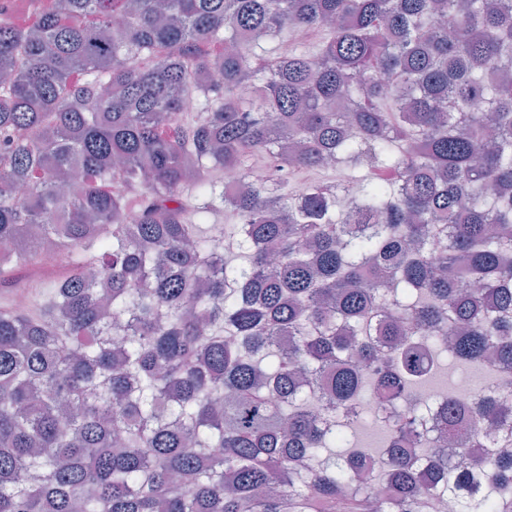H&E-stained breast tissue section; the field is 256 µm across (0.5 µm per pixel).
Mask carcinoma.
<instances>
[{
  "instance_id": "cac0c4a2",
  "label": "carcinoma",
  "mask_w": 512,
  "mask_h": 512,
  "mask_svg": "<svg viewBox=\"0 0 512 512\" xmlns=\"http://www.w3.org/2000/svg\"><path fill=\"white\" fill-rule=\"evenodd\" d=\"M329 32L314 54L265 49ZM250 94L244 95L242 91ZM202 119L182 130L183 98ZM265 180L231 194L214 170ZM333 160L343 184L285 190ZM221 210L244 261L201 227ZM0 512H512V0H56L0 22ZM487 449L481 468L469 449ZM327 37V32L321 31L313 35H309L300 30H284L281 35L273 40L266 41V46L274 45L281 49H291L294 46H301L308 53L312 54L316 51L318 45ZM448 373V386L454 398L460 402L472 401L482 393L485 388V380L482 385H477L471 377L470 371L458 365L443 363L440 378Z\"/></svg>"
}]
</instances>
